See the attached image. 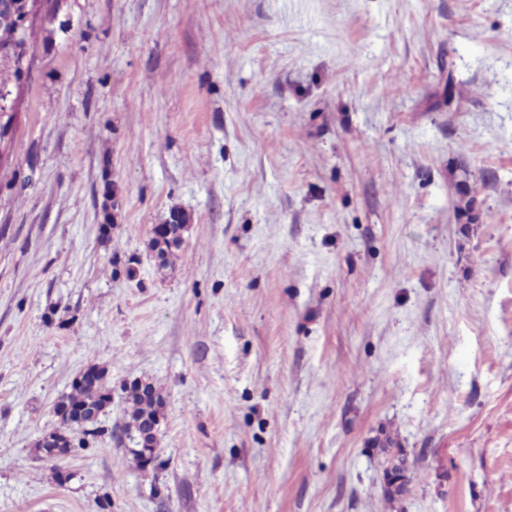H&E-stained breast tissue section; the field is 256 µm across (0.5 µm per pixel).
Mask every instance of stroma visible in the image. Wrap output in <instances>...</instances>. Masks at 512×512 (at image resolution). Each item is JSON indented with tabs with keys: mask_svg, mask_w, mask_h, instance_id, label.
Instances as JSON below:
<instances>
[{
	"mask_svg": "<svg viewBox=\"0 0 512 512\" xmlns=\"http://www.w3.org/2000/svg\"><path fill=\"white\" fill-rule=\"evenodd\" d=\"M36 10L0 144V512H512V0ZM91 364L106 424L161 392L155 460L38 456ZM169 217L174 221H177L175 218L179 220L181 217L185 221H188L186 214L176 208L170 210ZM182 227L183 224H180V222L178 223V221L177 224H171L173 236L170 240L160 241L154 236L149 240L148 249L155 256L160 267L164 268L172 265L178 259V250L182 242V237L179 231Z\"/></svg>",
	"mask_w": 512,
	"mask_h": 512,
	"instance_id": "1",
	"label": "stroma"
}]
</instances>
